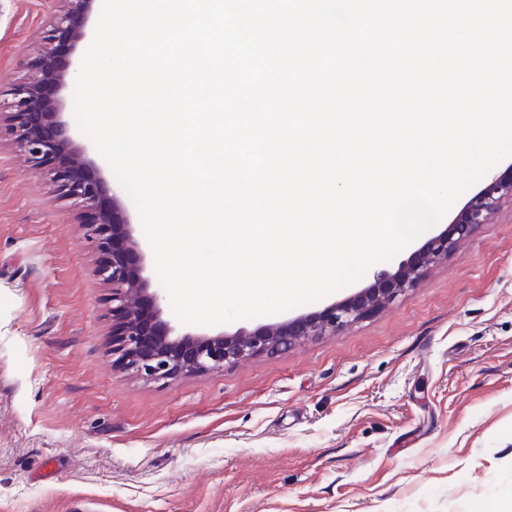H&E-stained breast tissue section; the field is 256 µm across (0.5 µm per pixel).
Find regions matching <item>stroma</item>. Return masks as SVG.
<instances>
[{
	"mask_svg": "<svg viewBox=\"0 0 512 512\" xmlns=\"http://www.w3.org/2000/svg\"><path fill=\"white\" fill-rule=\"evenodd\" d=\"M49 0H0V95ZM98 244L0 141V512H512V202L375 315L152 381Z\"/></svg>",
	"mask_w": 512,
	"mask_h": 512,
	"instance_id": "stroma-1",
	"label": "stroma"
}]
</instances>
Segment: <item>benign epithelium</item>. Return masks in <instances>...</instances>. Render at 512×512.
I'll return each mask as SVG.
<instances>
[{"mask_svg":"<svg viewBox=\"0 0 512 512\" xmlns=\"http://www.w3.org/2000/svg\"><path fill=\"white\" fill-rule=\"evenodd\" d=\"M95 0H57L50 10L43 44L31 62L33 76L14 88V101L0 104V138H10L28 156L34 170L48 169L64 196L82 209L84 226L98 241L102 259L97 273L112 290L113 345L129 369L153 380L219 370L260 354L288 349L306 336H324L363 320L398 294L415 287L433 264L448 256L456 239L487 223L501 202L512 198V165L472 195L455 216L450 230L431 238L397 271H383L374 282L342 301L311 314L276 322L253 332L233 335L182 333L163 318L165 298L143 277L140 242L130 225L116 220L117 194L80 160L58 109L47 97L64 89L70 61L62 46L73 50L86 38Z\"/></svg>","mask_w":512,"mask_h":512,"instance_id":"obj_1","label":"benign epithelium"}]
</instances>
